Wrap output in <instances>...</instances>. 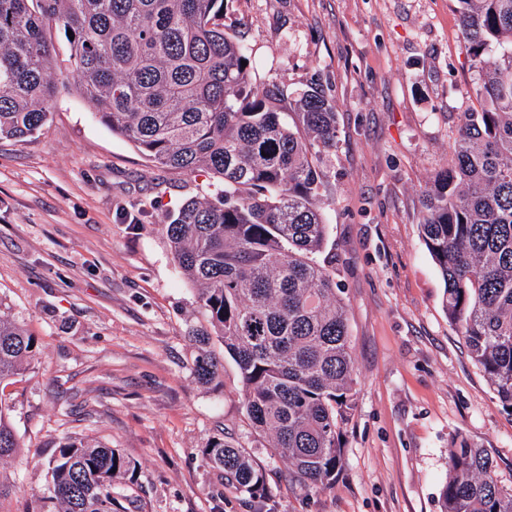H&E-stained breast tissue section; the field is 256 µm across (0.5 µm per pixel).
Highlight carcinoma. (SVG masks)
Returning a JSON list of instances; mask_svg holds the SVG:
<instances>
[{
    "label": "carcinoma",
    "mask_w": 512,
    "mask_h": 512,
    "mask_svg": "<svg viewBox=\"0 0 512 512\" xmlns=\"http://www.w3.org/2000/svg\"><path fill=\"white\" fill-rule=\"evenodd\" d=\"M478 75L479 109L463 113L448 164L422 199L424 244L444 283L448 321L505 408H512V0H456ZM72 31L66 69L100 120L161 168L204 171L214 193L185 200L162 229L198 287L203 322L192 371H224L217 337L237 364L255 432L308 491L333 488L356 373L335 256L323 261L328 184L320 154L336 147V105L251 81L248 46L224 31V0H0V139L45 126L58 55L52 29ZM36 340L0 316V383ZM0 398V459L21 447ZM235 493L265 494V473L230 438L202 450ZM47 491L29 512H137L136 465L117 448L66 437L47 460ZM125 481L127 493L112 489ZM440 512H512L484 448L448 453Z\"/></svg>",
    "instance_id": "carcinoma-1"
}]
</instances>
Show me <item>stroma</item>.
<instances>
[{
    "instance_id": "1",
    "label": "stroma",
    "mask_w": 512,
    "mask_h": 512,
    "mask_svg": "<svg viewBox=\"0 0 512 512\" xmlns=\"http://www.w3.org/2000/svg\"><path fill=\"white\" fill-rule=\"evenodd\" d=\"M224 25L249 44L253 83H314L336 103L319 166L357 379L342 472L318 494L289 483L250 425L233 359L215 383L194 378L197 289L162 226L209 177L155 167L61 74L42 131L0 140V314L38 343L0 383L24 443L0 461L13 489L0 512L46 491L45 462L68 436L135 463L141 512H440L459 436L512 486V412L449 324L419 226L422 192L477 105L456 0H226ZM223 435L264 469L267 497L225 489L204 463Z\"/></svg>"
}]
</instances>
